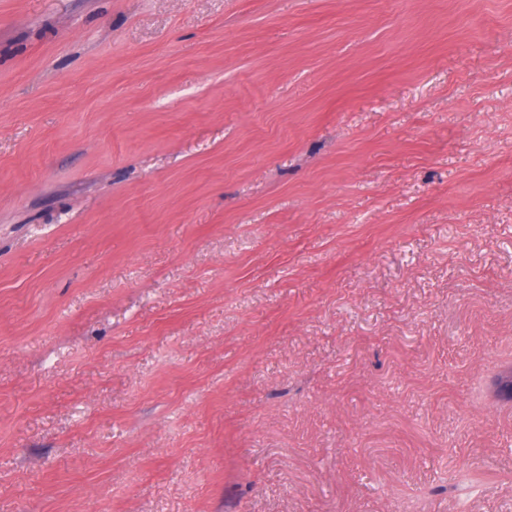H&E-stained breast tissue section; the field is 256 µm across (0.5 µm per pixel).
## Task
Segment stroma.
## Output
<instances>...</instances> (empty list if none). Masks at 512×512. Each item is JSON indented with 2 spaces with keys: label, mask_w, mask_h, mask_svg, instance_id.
I'll list each match as a JSON object with an SVG mask.
<instances>
[{
  "label": "stroma",
  "mask_w": 512,
  "mask_h": 512,
  "mask_svg": "<svg viewBox=\"0 0 512 512\" xmlns=\"http://www.w3.org/2000/svg\"><path fill=\"white\" fill-rule=\"evenodd\" d=\"M512 0H0V512H512Z\"/></svg>",
  "instance_id": "35a3bbf8"
}]
</instances>
